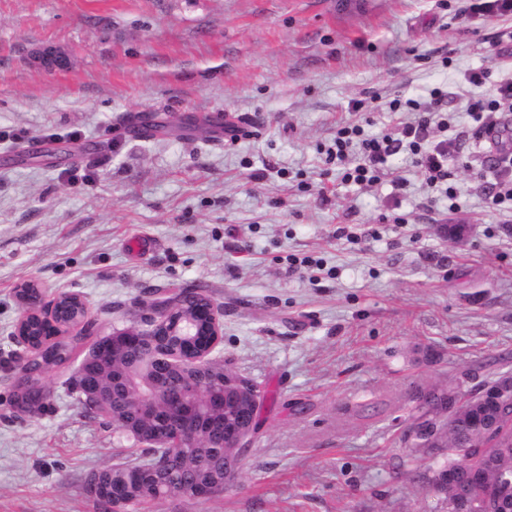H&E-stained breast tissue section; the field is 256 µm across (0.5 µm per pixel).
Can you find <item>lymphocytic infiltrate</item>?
<instances>
[{
    "label": "lymphocytic infiltrate",
    "mask_w": 512,
    "mask_h": 512,
    "mask_svg": "<svg viewBox=\"0 0 512 512\" xmlns=\"http://www.w3.org/2000/svg\"><path fill=\"white\" fill-rule=\"evenodd\" d=\"M466 79L472 85L489 87L488 93L467 102L474 124L466 135L469 140L479 143L486 133L500 127L502 113L512 112V71L496 79L487 70L471 72ZM430 96L427 103L414 99L391 101L390 111L406 113L407 118L375 136L365 135L363 126L357 122L337 124L326 151V160L343 164L342 183L377 184L386 174L389 159L403 153L428 188L442 191L448 199H455L456 192L448 181L456 144L448 137L441 90L433 89ZM488 173L487 203L512 213V147L503 148L501 156L493 158Z\"/></svg>",
    "instance_id": "obj_1"
}]
</instances>
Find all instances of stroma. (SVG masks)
Returning <instances> with one entry per match:
<instances>
[{
    "label": "stroma",
    "mask_w": 512,
    "mask_h": 512,
    "mask_svg": "<svg viewBox=\"0 0 512 512\" xmlns=\"http://www.w3.org/2000/svg\"><path fill=\"white\" fill-rule=\"evenodd\" d=\"M460 6L0 0V512H104L85 478L125 457L67 396L73 365L48 373L47 411L17 409L26 280L81 294L98 334L152 289L203 287L223 310L215 354L264 395L252 445L224 494L151 512H447L438 449L401 437L419 390L512 373V214L488 207L468 140L453 212L401 157L336 187L324 149L374 95L370 133L436 87L449 135L469 128L465 75L512 66L488 44L512 22ZM46 46L68 68L40 69Z\"/></svg>",
    "instance_id": "obj_1"
}]
</instances>
